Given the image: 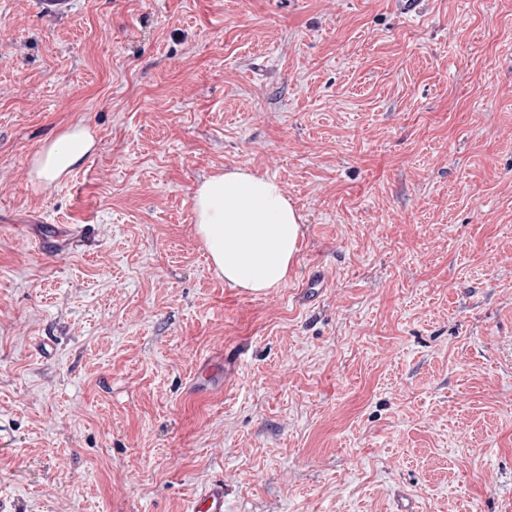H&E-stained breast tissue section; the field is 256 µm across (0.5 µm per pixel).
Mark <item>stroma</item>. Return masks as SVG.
Here are the masks:
<instances>
[{
  "mask_svg": "<svg viewBox=\"0 0 512 512\" xmlns=\"http://www.w3.org/2000/svg\"><path fill=\"white\" fill-rule=\"evenodd\" d=\"M422 8L0 0L16 512H189L214 478L225 512H512V0ZM76 126L94 150L40 187ZM234 168L303 226L260 294L196 230ZM95 141L86 128L73 127L44 145L32 163L34 179L49 188L76 168L93 151Z\"/></svg>",
  "mask_w": 512,
  "mask_h": 512,
  "instance_id": "1",
  "label": "stroma"
}]
</instances>
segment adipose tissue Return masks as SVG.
I'll return each instance as SVG.
<instances>
[{
    "instance_id": "adipose-tissue-1",
    "label": "adipose tissue",
    "mask_w": 512,
    "mask_h": 512,
    "mask_svg": "<svg viewBox=\"0 0 512 512\" xmlns=\"http://www.w3.org/2000/svg\"><path fill=\"white\" fill-rule=\"evenodd\" d=\"M94 146L86 128L68 129L34 157L35 180L46 188L55 185ZM193 209L197 233L229 287L262 293L287 281L303 233L279 182L242 169L227 170L199 183Z\"/></svg>"
}]
</instances>
